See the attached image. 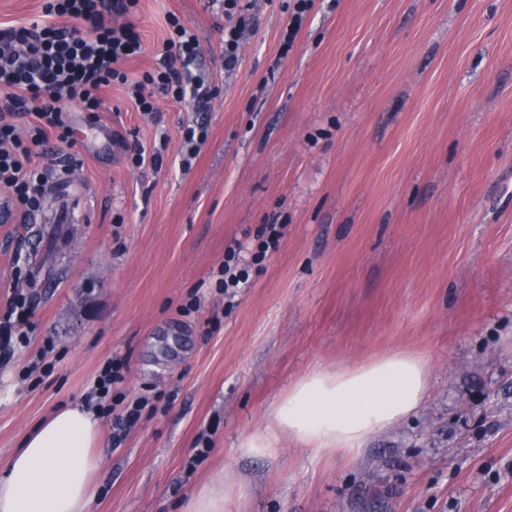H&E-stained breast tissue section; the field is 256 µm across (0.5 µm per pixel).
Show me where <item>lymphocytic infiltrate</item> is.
<instances>
[{
	"instance_id": "lymphocytic-infiltrate-1",
	"label": "lymphocytic infiltrate",
	"mask_w": 512,
	"mask_h": 512,
	"mask_svg": "<svg viewBox=\"0 0 512 512\" xmlns=\"http://www.w3.org/2000/svg\"><path fill=\"white\" fill-rule=\"evenodd\" d=\"M139 0H47L49 25L0 29V188L7 196L0 203L23 215L39 211L47 185L62 181L70 166L56 169L38 163V148L48 137L71 143L73 129L63 101L97 114L103 86L120 84L140 112H155V92L185 104L212 97L210 87L194 79L190 68L201 54L198 32L178 17L169 16V33L156 50L157 65L141 80H130L121 65L143 50L137 27L129 20ZM28 116L26 128L18 117ZM33 313L30 298L14 293L0 315V353L28 339L25 329ZM121 363L108 361L93 381L86 401L97 412L113 418L114 428L130 430L141 418L143 399L128 402L115 412L112 388L123 380Z\"/></svg>"
}]
</instances>
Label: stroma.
<instances>
[{
	"mask_svg": "<svg viewBox=\"0 0 512 512\" xmlns=\"http://www.w3.org/2000/svg\"><path fill=\"white\" fill-rule=\"evenodd\" d=\"M249 3L228 73L220 0H140L144 50L123 71L155 68L173 13L213 96L160 94L145 115L110 85L97 126L69 106L73 146L40 147L78 164L0 225V312L18 288L34 307L28 344L0 359V466L119 359L114 395L148 405L120 438L101 417L92 512H178L218 472L247 485L242 512H512V0H312L292 40L294 0ZM133 142L162 165L132 166ZM268 224L279 245L252 263ZM230 248L250 274L233 296L206 284ZM49 339L35 386L23 373ZM393 351L427 361L417 414L352 455L274 433L306 372ZM260 434L275 456L239 453Z\"/></svg>",
	"mask_w": 512,
	"mask_h": 512,
	"instance_id": "35a3bbf8",
	"label": "stroma"
}]
</instances>
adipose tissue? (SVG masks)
<instances>
[{
	"label": "adipose tissue",
	"mask_w": 512,
	"mask_h": 512,
	"mask_svg": "<svg viewBox=\"0 0 512 512\" xmlns=\"http://www.w3.org/2000/svg\"><path fill=\"white\" fill-rule=\"evenodd\" d=\"M427 389L426 360L390 352L354 368L305 373L275 406L272 421L306 446L354 453L414 415ZM100 435L96 413L77 404L38 421L0 468V512H90ZM246 493L243 482L217 474L186 494L181 512H234Z\"/></svg>",
	"instance_id": "adipose-tissue-1"
}]
</instances>
